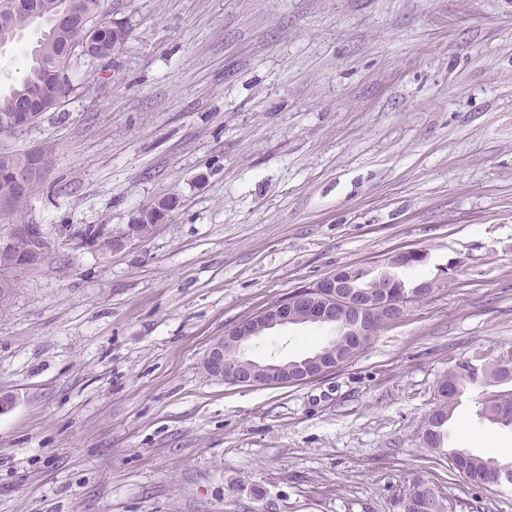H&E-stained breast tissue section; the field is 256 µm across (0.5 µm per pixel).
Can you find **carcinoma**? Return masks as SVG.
I'll list each match as a JSON object with an SVG mask.
<instances>
[{
  "label": "carcinoma",
  "instance_id": "cac0c4a2",
  "mask_svg": "<svg viewBox=\"0 0 512 512\" xmlns=\"http://www.w3.org/2000/svg\"><path fill=\"white\" fill-rule=\"evenodd\" d=\"M6 0H0V46L17 41L23 33L36 26L44 28V33L30 52L28 71L22 81L0 92V123L7 122L16 112H37L41 115L59 107L58 76L60 67L68 73L67 91L80 89L76 83L78 58L67 56V47L71 31L55 26L54 16L65 8L66 0H31V10H4ZM45 8L40 22H35L31 11ZM85 12L100 21L92 34L95 58L102 59L112 55L121 47L113 37L112 22L100 19L101 0H82ZM30 160L28 153H0V188L12 179L14 171ZM511 369H505V365ZM483 378L489 385H505L512 382V360L499 359L481 366V372H475L470 363L448 373V386L453 395H442L435 407L424 418L421 431L426 445L435 453L448 457L449 468L457 472L476 486L490 484L494 471L505 472L512 478V459L499 460L495 457H483L465 450L448 449V423L452 418L461 390ZM480 418L502 428L512 429V389L499 391L487 396L483 402ZM401 512H453L438 488L419 477L415 478L407 493L399 498Z\"/></svg>",
  "mask_w": 512,
  "mask_h": 512
}]
</instances>
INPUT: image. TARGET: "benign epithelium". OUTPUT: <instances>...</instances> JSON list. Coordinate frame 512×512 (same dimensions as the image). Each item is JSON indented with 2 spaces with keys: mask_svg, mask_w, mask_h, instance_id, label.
<instances>
[{
  "mask_svg": "<svg viewBox=\"0 0 512 512\" xmlns=\"http://www.w3.org/2000/svg\"><path fill=\"white\" fill-rule=\"evenodd\" d=\"M56 24L81 32L71 44V55L88 54L83 32L97 23L83 17L80 0H69ZM34 158L36 162L15 174L0 193V211L10 210L16 198L27 193L31 182L44 178L49 160L41 150ZM58 247L59 241L50 238L40 224L21 222L1 228L0 290L11 291L19 270L41 265ZM424 257L421 250H404L392 256L389 265L408 266ZM396 282L389 271L373 275L363 267H341L316 284L266 305L215 338L206 351L203 369L216 380L242 387L304 384L319 378L335 370L349 355L336 358L316 351L299 361H258L248 350L267 331L289 325L334 326L347 338L370 336L376 324L399 318L409 304L408 297L396 296Z\"/></svg>",
  "mask_w": 512,
  "mask_h": 512,
  "instance_id": "1",
  "label": "benign epithelium"
}]
</instances>
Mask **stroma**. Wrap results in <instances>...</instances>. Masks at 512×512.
<instances>
[{"label":"stroma","mask_w":512,"mask_h":512,"mask_svg":"<svg viewBox=\"0 0 512 512\" xmlns=\"http://www.w3.org/2000/svg\"><path fill=\"white\" fill-rule=\"evenodd\" d=\"M131 33L16 134L49 157L26 222L60 247L0 299V512H399L414 477L512 512L423 442L458 363L512 357V0H102ZM39 37L0 49V89ZM171 203L147 236L142 208ZM103 231L118 249L85 246ZM434 292L301 385L208 376L210 342L352 264ZM327 328L260 337L259 361ZM468 386L449 444L512 431Z\"/></svg>","instance_id":"1"}]
</instances>
